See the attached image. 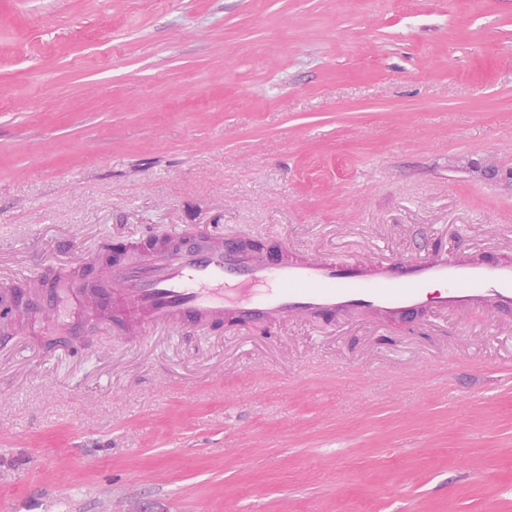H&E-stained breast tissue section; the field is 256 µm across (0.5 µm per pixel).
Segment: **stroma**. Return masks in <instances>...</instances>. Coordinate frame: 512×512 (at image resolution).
<instances>
[{
    "label": "stroma",
    "instance_id": "35a3bbf8",
    "mask_svg": "<svg viewBox=\"0 0 512 512\" xmlns=\"http://www.w3.org/2000/svg\"><path fill=\"white\" fill-rule=\"evenodd\" d=\"M512 261V0H0V277L146 233ZM0 343V512H512V312Z\"/></svg>",
    "mask_w": 512,
    "mask_h": 512
}]
</instances>
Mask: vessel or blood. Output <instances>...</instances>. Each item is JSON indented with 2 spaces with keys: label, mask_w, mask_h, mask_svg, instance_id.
Masks as SVG:
<instances>
[{
  "label": "vessel or blood",
  "mask_w": 512,
  "mask_h": 512,
  "mask_svg": "<svg viewBox=\"0 0 512 512\" xmlns=\"http://www.w3.org/2000/svg\"><path fill=\"white\" fill-rule=\"evenodd\" d=\"M98 272L105 288L93 295L71 291L64 298L71 313H118L143 328L206 327L227 317L268 325L316 312L393 315L426 308L432 283L443 284L435 304L445 309L512 306V264H467L446 253L387 266L332 259L295 264L202 238L148 245Z\"/></svg>",
  "instance_id": "1"
}]
</instances>
